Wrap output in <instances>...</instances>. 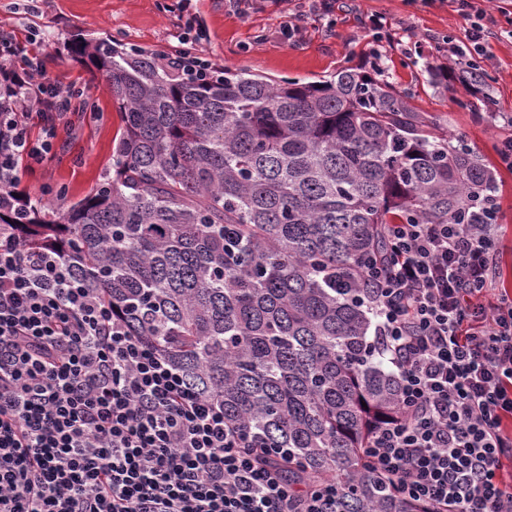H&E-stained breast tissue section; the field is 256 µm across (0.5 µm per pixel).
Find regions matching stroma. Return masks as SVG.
I'll return each instance as SVG.
<instances>
[{"label":"stroma","instance_id":"35a3bbf8","mask_svg":"<svg viewBox=\"0 0 512 512\" xmlns=\"http://www.w3.org/2000/svg\"><path fill=\"white\" fill-rule=\"evenodd\" d=\"M486 8L499 37L491 42L485 67L489 86L473 92L450 76L458 68L459 48L469 44L472 23L451 0H338L329 16L313 12L308 0H254L244 13L231 0H39L33 10L26 0H0V30L35 39L45 75L74 93L71 123L60 127L55 153L21 167L18 188L65 210L111 167L122 115L102 83L69 56L73 36L167 52L181 45L193 15L207 34L198 48L218 68L313 82L333 79L344 68H364L369 57H377L385 80L495 169L504 226L501 266L512 276V168L498 154L501 143L512 139V0H488ZM289 12L301 16L296 44L278 36ZM375 13L390 23L389 37L379 41L363 24Z\"/></svg>","mask_w":512,"mask_h":512}]
</instances>
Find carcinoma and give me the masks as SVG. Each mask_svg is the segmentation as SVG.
Instances as JSON below:
<instances>
[{"label": "carcinoma", "mask_w": 512, "mask_h": 512, "mask_svg": "<svg viewBox=\"0 0 512 512\" xmlns=\"http://www.w3.org/2000/svg\"><path fill=\"white\" fill-rule=\"evenodd\" d=\"M67 48L122 113L112 166L68 210L0 224L61 251L226 423L288 449V483L332 479L333 512H420L363 456L399 406L360 272L383 224L472 222L494 170L377 75L183 81L150 51Z\"/></svg>", "instance_id": "obj_1"}]
</instances>
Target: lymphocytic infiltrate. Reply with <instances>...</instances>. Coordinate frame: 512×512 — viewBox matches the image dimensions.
<instances>
[{
    "label": "lymphocytic infiltrate",
    "instance_id": "lymphocytic-infiltrate-1",
    "mask_svg": "<svg viewBox=\"0 0 512 512\" xmlns=\"http://www.w3.org/2000/svg\"><path fill=\"white\" fill-rule=\"evenodd\" d=\"M0 113V199L43 162L68 99L36 53ZM41 138H32V122ZM0 224V512H331L336 486L288 485L287 449L224 422L52 248ZM501 224L383 225L363 271L402 412L363 453L421 512H512V291L496 285Z\"/></svg>",
    "mask_w": 512,
    "mask_h": 512
}]
</instances>
